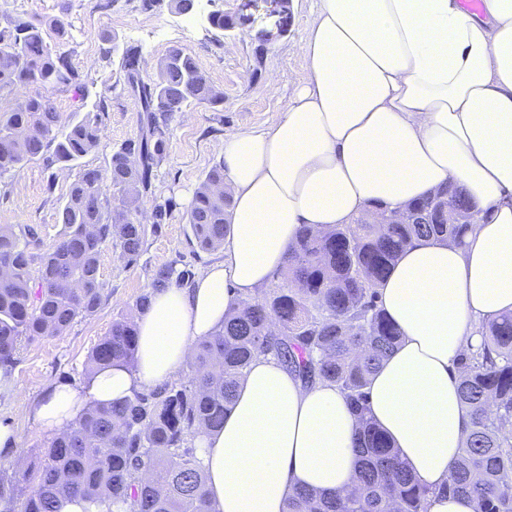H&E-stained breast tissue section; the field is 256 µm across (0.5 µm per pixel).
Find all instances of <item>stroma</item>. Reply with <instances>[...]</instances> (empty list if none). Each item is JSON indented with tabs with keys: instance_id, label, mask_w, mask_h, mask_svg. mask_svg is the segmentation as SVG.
<instances>
[{
	"instance_id": "35a3bbf8",
	"label": "stroma",
	"mask_w": 512,
	"mask_h": 512,
	"mask_svg": "<svg viewBox=\"0 0 512 512\" xmlns=\"http://www.w3.org/2000/svg\"><path fill=\"white\" fill-rule=\"evenodd\" d=\"M315 9L316 0H211L187 17L176 13L171 0H0L1 25L16 16L61 20L66 39L51 32L48 42L71 58L90 94L107 98L99 146L83 159V167L106 172L112 149L134 138L140 126L135 99L116 86L117 66L102 55L106 37L141 49L146 80L154 77L170 47H182L224 94L219 107L193 104L174 114L166 131L167 155L154 172L141 209L148 219L156 203L170 199L174 206L165 223L149 231L137 263L125 265L113 247L103 249L100 275L107 288L100 309L77 318L63 335L22 340L9 386L0 391V422L20 436L13 459L5 464L7 472L25 467L48 442L30 417L31 400L44 390L86 378L90 351L107 335L114 318L134 311L139 298L149 293L158 268L186 270L196 278L223 259L222 250H200L190 238L187 210L206 173L217 164L224 140L271 127L306 80L300 45ZM212 10L224 11L232 27L212 30L207 23ZM76 176V170L40 160L1 176L0 225L38 227L43 244L51 245L62 231L58 208Z\"/></svg>"
}]
</instances>
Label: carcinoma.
Returning a JSON list of instances; mask_svg holds the SVG:
<instances>
[{
	"mask_svg": "<svg viewBox=\"0 0 512 512\" xmlns=\"http://www.w3.org/2000/svg\"><path fill=\"white\" fill-rule=\"evenodd\" d=\"M46 25L23 17L0 25V93L15 95L0 114V177L39 157L72 169L99 144L103 101L67 122L56 110L50 93L72 87L84 94L86 87L69 58L46 41ZM106 42L105 54L118 57L124 89L140 108L139 133L112 151L107 174L84 169L70 183L57 213L64 232L47 250L35 229L0 225V368L6 376L22 339L61 336L99 308L105 244L127 265L140 257L148 228L139 200L165 155L173 114L193 103H224L183 48H170L156 77L146 81L139 47ZM230 206L221 162L207 172L187 211L200 248L224 246ZM475 214L449 183L406 204L402 221L388 213L380 224L362 217L327 232L303 226L288 247L283 281L261 300H239L224 323L195 344L185 383L89 405L36 463L0 479V496L18 501V512H60L61 503L73 499L86 503V512H213L195 439L224 424L250 363L270 353L307 383L336 385L356 423L354 489L336 496L300 490L285 512H427L431 488L405 467L369 415L370 377L401 339L378 305L377 286L413 241L463 242ZM137 337L132 316L114 319L89 354L88 372L131 360ZM457 369L470 423L442 491L473 496L475 512H512V314L487 325L480 347L461 355Z\"/></svg>",
	"mask_w": 512,
	"mask_h": 512,
	"instance_id": "cac0c4a2",
	"label": "carcinoma"
}]
</instances>
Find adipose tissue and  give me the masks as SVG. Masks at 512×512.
<instances>
[{
	"label": "adipose tissue",
	"mask_w": 512,
	"mask_h": 512,
	"mask_svg": "<svg viewBox=\"0 0 512 512\" xmlns=\"http://www.w3.org/2000/svg\"><path fill=\"white\" fill-rule=\"evenodd\" d=\"M318 0L301 50L308 78L264 132L225 140L231 229L224 258L187 288L151 291L131 363L30 404L45 436L94 403L172 379L239 299L285 264L305 224L328 230L459 185L479 217L464 245L420 239L378 287L401 331L368 387L376 423L433 488L428 512H474L443 493L469 418L457 361L488 321L512 313V0ZM213 512H283L301 489L354 486L355 422L333 384H304L256 356L222 428L196 441Z\"/></svg>",
	"instance_id": "ef3b65f1"
}]
</instances>
